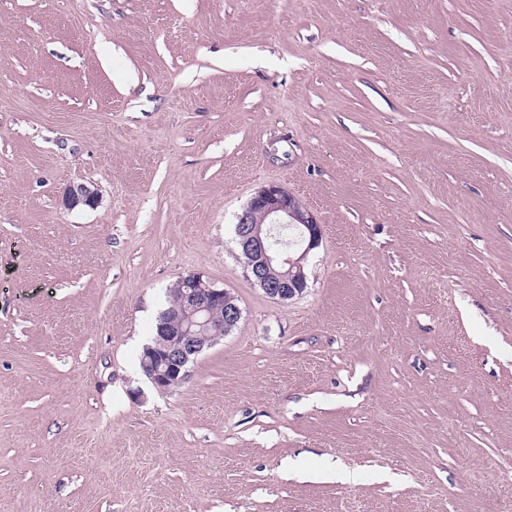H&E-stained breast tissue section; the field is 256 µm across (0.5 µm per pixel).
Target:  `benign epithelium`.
<instances>
[{"label": "benign epithelium", "mask_w": 512, "mask_h": 512, "mask_svg": "<svg viewBox=\"0 0 512 512\" xmlns=\"http://www.w3.org/2000/svg\"><path fill=\"white\" fill-rule=\"evenodd\" d=\"M62 202L70 210L94 208L99 195L84 183H73L65 190ZM288 224L300 229L299 241L292 248L274 246L270 229ZM235 237L247 256L246 276L265 295L285 302L304 293V261L319 247L322 229L314 214L287 188L270 184L257 191L237 215ZM179 283L177 304L162 312L158 335L141 355L142 371L160 391L181 384L188 365L211 346L212 337L231 332L242 316L237 298L202 275L189 273Z\"/></svg>", "instance_id": "1"}]
</instances>
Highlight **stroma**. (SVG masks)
Listing matches in <instances>:
<instances>
[{"label": "stroma", "mask_w": 512, "mask_h": 512, "mask_svg": "<svg viewBox=\"0 0 512 512\" xmlns=\"http://www.w3.org/2000/svg\"><path fill=\"white\" fill-rule=\"evenodd\" d=\"M271 183L322 228L287 302L235 243ZM189 273L242 319L160 393ZM510 495L512 0H0V512ZM62 202L70 210L78 207L94 208L99 203V195L84 183H73L65 190Z\"/></svg>", "instance_id": "obj_1"}]
</instances>
